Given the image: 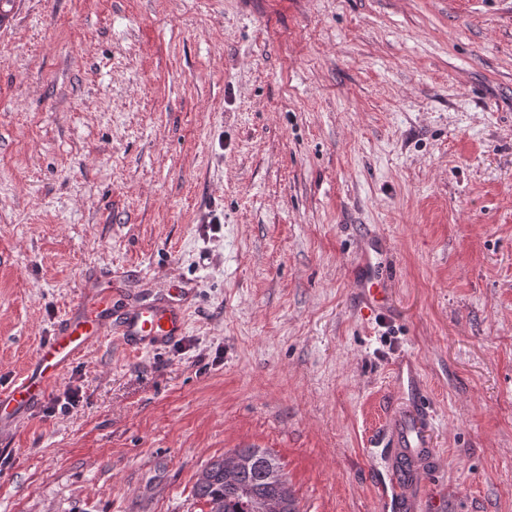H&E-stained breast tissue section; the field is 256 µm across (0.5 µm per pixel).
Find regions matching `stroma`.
<instances>
[{"mask_svg":"<svg viewBox=\"0 0 512 512\" xmlns=\"http://www.w3.org/2000/svg\"><path fill=\"white\" fill-rule=\"evenodd\" d=\"M94 272L126 303L185 282L186 332L75 361L47 396L78 405L0 439V512H208L199 471L248 447L299 512H379L403 357L435 451L405 512H512V0H15L0 381ZM386 256L382 239L366 236L363 238L357 254V277L355 288L367 310H377L384 306L387 294L379 271ZM394 386L402 398L420 396L421 379L416 364L408 359H401L393 367Z\"/></svg>","mask_w":512,"mask_h":512,"instance_id":"35a3bbf8","label":"stroma"}]
</instances>
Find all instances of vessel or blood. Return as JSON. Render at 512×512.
Instances as JSON below:
<instances>
[{
    "label": "vessel or blood",
    "instance_id": "obj_1",
    "mask_svg": "<svg viewBox=\"0 0 512 512\" xmlns=\"http://www.w3.org/2000/svg\"><path fill=\"white\" fill-rule=\"evenodd\" d=\"M385 256L381 239L363 238L357 254L355 286L370 311L382 308L385 302L386 290L379 276ZM187 294V289L181 288L176 295L120 309L112 292L111 276L90 277L70 316L31 359L25 375L0 386V432L31 413L60 375L108 332L119 331L127 345L145 347L163 346L182 336ZM393 381L401 397L419 396L421 379L413 361H397ZM370 442L420 460L429 457L423 408L385 418Z\"/></svg>",
    "mask_w": 512,
    "mask_h": 512
}]
</instances>
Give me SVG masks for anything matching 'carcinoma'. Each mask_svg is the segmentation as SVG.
<instances>
[{
	"label": "carcinoma",
	"instance_id": "carcinoma-1",
	"mask_svg": "<svg viewBox=\"0 0 512 512\" xmlns=\"http://www.w3.org/2000/svg\"><path fill=\"white\" fill-rule=\"evenodd\" d=\"M237 469L226 472L214 462L194 485V496L205 502L208 512H255L254 504L264 501L269 512H298L291 495L285 493L280 460L263 448H238Z\"/></svg>",
	"mask_w": 512,
	"mask_h": 512
}]
</instances>
